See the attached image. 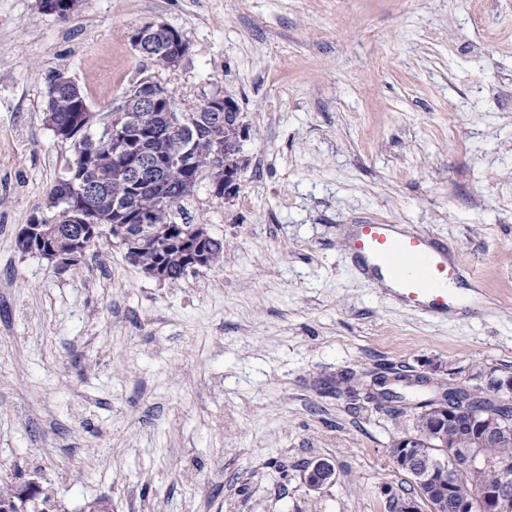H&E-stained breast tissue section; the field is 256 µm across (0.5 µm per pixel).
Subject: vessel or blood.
Returning a JSON list of instances; mask_svg holds the SVG:
<instances>
[{
  "label": "vessel or blood",
  "instance_id": "b4317fda",
  "mask_svg": "<svg viewBox=\"0 0 512 512\" xmlns=\"http://www.w3.org/2000/svg\"><path fill=\"white\" fill-rule=\"evenodd\" d=\"M346 247L363 279L374 283L390 278L398 299L409 309L436 318L453 309L475 313L481 307L478 296L456 294L455 285L468 271L429 233L406 231L396 224H356Z\"/></svg>",
  "mask_w": 512,
  "mask_h": 512
}]
</instances>
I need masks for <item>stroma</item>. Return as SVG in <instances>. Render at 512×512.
<instances>
[{
	"mask_svg": "<svg viewBox=\"0 0 512 512\" xmlns=\"http://www.w3.org/2000/svg\"><path fill=\"white\" fill-rule=\"evenodd\" d=\"M160 21L189 53L144 60ZM64 75L105 113L142 77L179 111L231 93L250 126L238 195L172 218L223 261L177 283L101 240L59 270L15 246L72 161L45 121ZM431 232L482 313L432 320L356 273L349 225ZM512 373V0H0V476L67 512H386L414 402L352 403L346 373ZM329 461L319 491L307 464ZM158 31H168L174 37V40L168 32ZM149 32H157L150 35L146 40L147 50L150 53L149 57L155 63L161 65L166 64L169 58L177 52L179 44L175 42L180 43L179 55L173 61V63H171V65L177 64L187 55L189 51L188 43L185 41V39L182 37L180 33L174 32L172 27L164 22H149L134 28L130 32V42L134 49L138 52H143L145 37L146 34ZM304 480L310 490L318 491L336 481V471L330 462L318 459L310 463Z\"/></svg>",
	"mask_w": 512,
	"mask_h": 512,
	"instance_id": "stroma-1",
	"label": "stroma"
}]
</instances>
